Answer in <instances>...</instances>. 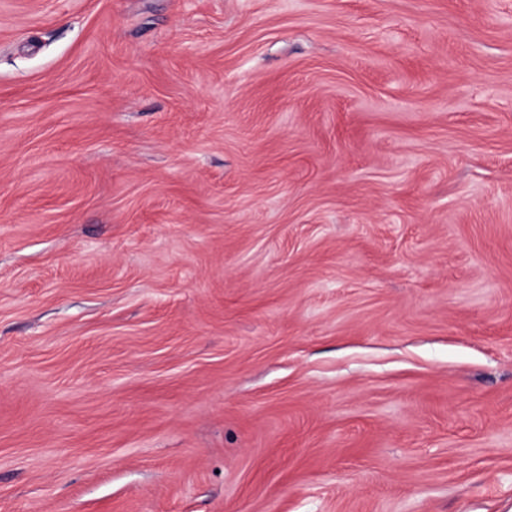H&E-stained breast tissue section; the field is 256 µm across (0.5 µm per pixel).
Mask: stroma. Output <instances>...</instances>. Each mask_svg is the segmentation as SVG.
<instances>
[{
	"instance_id": "35a3bbf8",
	"label": "stroma",
	"mask_w": 512,
	"mask_h": 512,
	"mask_svg": "<svg viewBox=\"0 0 512 512\" xmlns=\"http://www.w3.org/2000/svg\"><path fill=\"white\" fill-rule=\"evenodd\" d=\"M0 512H512V0H0Z\"/></svg>"
}]
</instances>
